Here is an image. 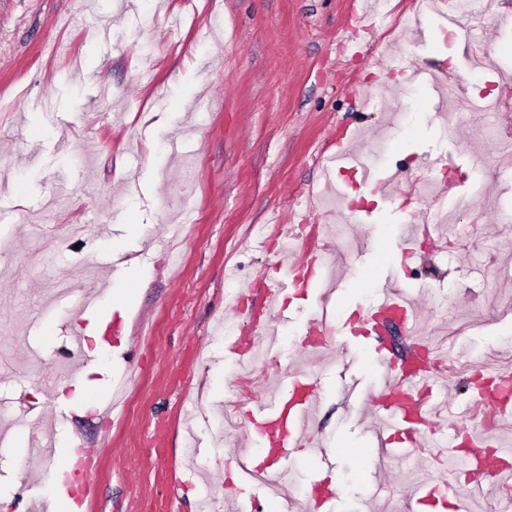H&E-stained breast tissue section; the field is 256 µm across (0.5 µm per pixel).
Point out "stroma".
I'll use <instances>...</instances> for the list:
<instances>
[{"mask_svg": "<svg viewBox=\"0 0 512 512\" xmlns=\"http://www.w3.org/2000/svg\"><path fill=\"white\" fill-rule=\"evenodd\" d=\"M133 2L126 11L122 0H0V269L10 271L0 277V419L28 411L46 420L0 447V512H30L47 490L31 459L42 438L62 455L78 444L95 452L99 496L83 512H198L204 493L210 512H236L216 481L226 450L245 445L235 422L251 381L274 383L288 369L317 380L316 433L338 452L341 512H406V488L434 444L396 462L402 482L366 502L382 453L363 397L380 368L368 352L344 356L336 333L325 352L303 350L314 298L291 301L290 322L274 329L250 380L214 329L238 296L239 334L262 341L261 285L284 274L275 236L291 224L311 230L308 248L335 238L348 247L351 261L328 255L316 272L319 287L339 291L329 306L338 321L367 310L392 267L408 291L428 290L415 338L438 357L512 363V154L498 149L512 137V0H485L476 85L456 27L432 22L423 38L394 28L413 0H363L367 58L338 38L356 21L350 0ZM389 53L399 57L394 79L357 105L352 86L372 83ZM413 66L491 93L502 109L444 120L434 90L409 81ZM397 109L414 115L410 138L389 135ZM340 125L381 174L408 155L436 156L455 186L424 203L377 193L366 203L373 224L343 223L324 205L335 190L320 166ZM187 208L196 217L188 225ZM436 224L435 241L412 255L361 251L367 237ZM112 267L129 296L103 302L96 319L120 316L129 334L85 370L71 354L73 302L57 299L50 276L70 274L79 288ZM78 380L83 397L74 401ZM190 433L197 460L180 452Z\"/></svg>", "mask_w": 512, "mask_h": 512, "instance_id": "obj_1", "label": "stroma"}]
</instances>
